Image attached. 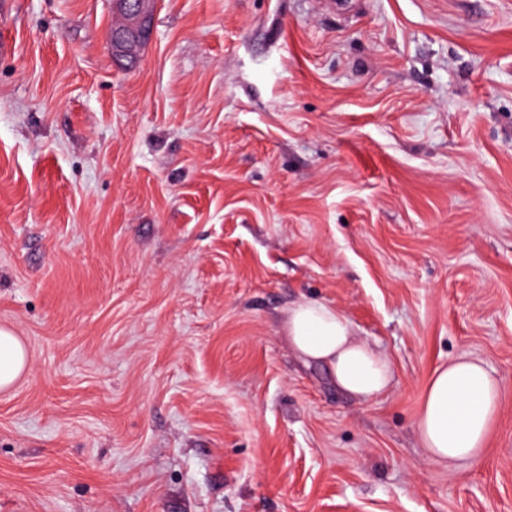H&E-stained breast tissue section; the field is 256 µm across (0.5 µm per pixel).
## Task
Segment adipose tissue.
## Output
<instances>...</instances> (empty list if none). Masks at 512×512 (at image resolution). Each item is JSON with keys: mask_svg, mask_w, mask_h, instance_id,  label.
<instances>
[{"mask_svg": "<svg viewBox=\"0 0 512 512\" xmlns=\"http://www.w3.org/2000/svg\"><path fill=\"white\" fill-rule=\"evenodd\" d=\"M291 350L326 367L336 386L362 401L385 394L393 379L390 361L361 340L335 307L301 301L289 307L284 325ZM27 350L13 331L0 328V389L28 367ZM500 385L482 362L463 358L439 368L428 383L417 420L419 438L437 460L474 459L499 407Z\"/></svg>", "mask_w": 512, "mask_h": 512, "instance_id": "adipose-tissue-1", "label": "adipose tissue"}]
</instances>
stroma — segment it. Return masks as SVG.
I'll list each match as a JSON object with an SVG mask.
<instances>
[{
    "label": "stroma",
    "mask_w": 512,
    "mask_h": 512,
    "mask_svg": "<svg viewBox=\"0 0 512 512\" xmlns=\"http://www.w3.org/2000/svg\"><path fill=\"white\" fill-rule=\"evenodd\" d=\"M0 0V512H512V0ZM386 356L367 402L293 302ZM501 386L433 461L434 371ZM120 17L108 40L113 59L128 67L138 62L140 50L150 40L157 0H111ZM284 331L291 350L324 365L345 393L368 401L388 391L393 379L390 361L361 340L335 307L315 301L295 303L288 307ZM27 350L13 331L0 328V389L12 386L28 367ZM499 400V382L482 362L463 358L439 368L417 420L424 448L441 461L477 458L485 451Z\"/></svg>",
    "instance_id": "stroma-1"
}]
</instances>
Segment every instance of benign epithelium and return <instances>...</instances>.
<instances>
[{"mask_svg": "<svg viewBox=\"0 0 512 512\" xmlns=\"http://www.w3.org/2000/svg\"><path fill=\"white\" fill-rule=\"evenodd\" d=\"M157 0H113L120 17L108 40L113 59L127 67L138 62L140 50L150 40Z\"/></svg>", "mask_w": 512, "mask_h": 512, "instance_id": "benign-epithelium-1", "label": "benign epithelium"}]
</instances>
